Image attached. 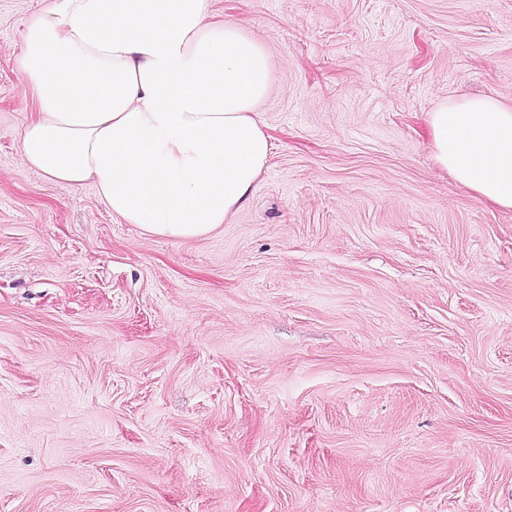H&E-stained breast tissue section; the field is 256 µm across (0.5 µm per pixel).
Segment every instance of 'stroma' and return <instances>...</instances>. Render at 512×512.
Listing matches in <instances>:
<instances>
[{
  "label": "stroma",
  "mask_w": 512,
  "mask_h": 512,
  "mask_svg": "<svg viewBox=\"0 0 512 512\" xmlns=\"http://www.w3.org/2000/svg\"><path fill=\"white\" fill-rule=\"evenodd\" d=\"M0 0V512H512V210L432 158L512 104V0H211L274 145L201 239L30 169Z\"/></svg>",
  "instance_id": "obj_1"
}]
</instances>
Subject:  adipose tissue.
<instances>
[{
    "mask_svg": "<svg viewBox=\"0 0 512 512\" xmlns=\"http://www.w3.org/2000/svg\"><path fill=\"white\" fill-rule=\"evenodd\" d=\"M210 0H53L27 22L18 69L40 115L27 164L92 181L113 216L194 239L249 201L272 144L258 119L271 64ZM434 159L473 198L512 209V105L446 98L428 115Z\"/></svg>",
    "mask_w": 512,
    "mask_h": 512,
    "instance_id": "1",
    "label": "adipose tissue"
}]
</instances>
